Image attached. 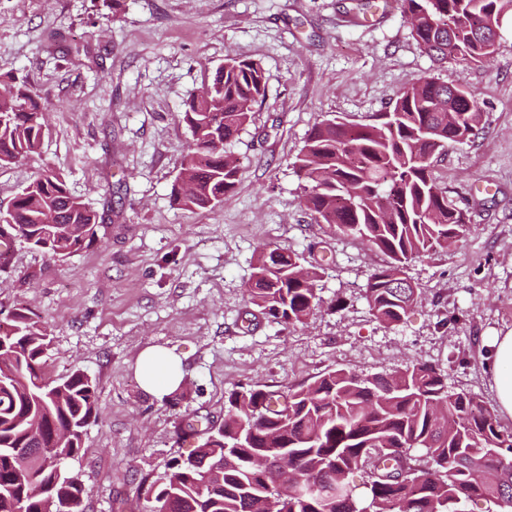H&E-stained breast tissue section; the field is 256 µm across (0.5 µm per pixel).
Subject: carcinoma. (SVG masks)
<instances>
[{"mask_svg":"<svg viewBox=\"0 0 512 512\" xmlns=\"http://www.w3.org/2000/svg\"><path fill=\"white\" fill-rule=\"evenodd\" d=\"M411 34L436 63L482 64L497 50L493 29L512 0H400ZM464 84L416 77L373 124L315 125L297 158L306 207L387 257L364 298L381 323H402L417 300L395 281L405 265L444 251L466 219L438 184L432 154L478 135L481 115ZM265 96L262 66L229 56L204 94L184 103L192 144L172 187L188 211L224 204L239 166L224 146ZM41 96L0 76V166L40 151ZM101 216L44 169L0 211V224L30 248L62 259L90 246ZM320 272L292 251L263 247L248 288L269 322L291 326L320 306ZM51 339L41 316L15 309L0 323V512H81L85 489L65 469L98 421L95 382L77 369L47 375ZM187 456L140 485L143 512H448L482 499L512 512V429L465 392L448 390L441 370L411 363L392 373L333 369L286 392L256 386L228 393L224 421L209 422ZM420 449L421 463L412 454ZM408 475L400 477L402 464ZM358 475L360 498L344 488ZM302 481V495L291 484Z\"/></svg>","mask_w":512,"mask_h":512,"instance_id":"1","label":"carcinoma"}]
</instances>
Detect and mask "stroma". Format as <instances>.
Returning a JSON list of instances; mask_svg holds the SVG:
<instances>
[{
    "label": "stroma",
    "mask_w": 512,
    "mask_h": 512,
    "mask_svg": "<svg viewBox=\"0 0 512 512\" xmlns=\"http://www.w3.org/2000/svg\"><path fill=\"white\" fill-rule=\"evenodd\" d=\"M498 42L484 64L439 65L399 8L375 15L352 0H0V74L26 81L47 113L40 155L0 168V208L49 167L103 217L95 242L65 259L16 239L0 264V318L35 309L50 375L79 369L96 383L101 418L66 463L83 512H141L142 479L195 447L187 422L223 420L241 386L284 391L330 369L422 361L495 406L487 340L512 329V17ZM230 55L261 63L266 96L227 146L235 193L183 210L171 197L191 142L183 104ZM422 74L478 97L479 135L431 159L469 230L409 263L418 303L390 326L362 297L385 256L316 221L295 161L316 124L373 123ZM266 245L322 265V302L303 323L268 322L248 302ZM148 346L180 360L178 403L138 383Z\"/></svg>",
    "instance_id": "obj_1"
}]
</instances>
